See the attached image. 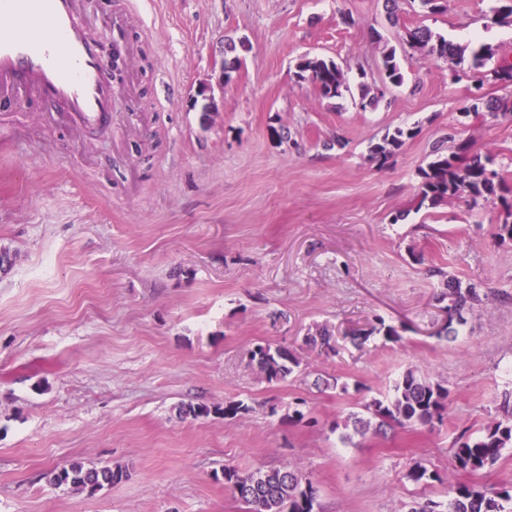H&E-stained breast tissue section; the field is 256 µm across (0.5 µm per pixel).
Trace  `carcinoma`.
Listing matches in <instances>:
<instances>
[{"mask_svg": "<svg viewBox=\"0 0 512 512\" xmlns=\"http://www.w3.org/2000/svg\"><path fill=\"white\" fill-rule=\"evenodd\" d=\"M403 45L437 59L452 60L460 65L465 61L466 48L448 42L421 26L406 32ZM496 54L489 45H481L470 53L469 70L476 81L491 80L504 89L512 88V65H495L485 69L488 61ZM380 70V84L360 86L361 108L377 103L385 96L384 87H399L405 81V73L397 58L396 49L383 51ZM296 77L299 80L311 79L324 98H341L349 91L345 75L333 60L318 56H302L296 63ZM412 132L397 128L386 135L382 142L370 147L373 159L383 162L399 151L405 139ZM432 159L427 168L421 170L418 187L420 203L435 205L467 193L469 205L476 206L498 196L502 180L494 168L495 157L490 152L471 149L467 142L457 145L456 151L449 153L447 148L436 145L431 151ZM502 211L499 215L500 235L512 239V202L501 198ZM441 299L448 300V323L438 332V337L446 340L455 333L452 324L464 322V314L472 311L483 302V295L476 285L462 287L461 282L449 276ZM383 334L388 341L399 338L395 327L379 321L370 329L354 335L351 340L360 345L373 334ZM249 364L257 368L269 383H278L293 373L299 365L294 356L284 348H272L258 343L248 352ZM448 406V389L430 377L408 369L396 383L394 395L386 399H373L365 405L370 417L357 413L350 414L344 427L352 432L342 435L347 442L353 436H366L368 433L384 435L396 426L432 427L440 422ZM512 447V422H495L474 437L456 442L453 459L457 468L467 472L484 470L499 459L502 451ZM129 472L122 466L86 468L80 462L47 473L50 484L61 487L70 485L94 494L114 483L128 478ZM224 483L229 485L237 498L249 506V512H313L315 490L311 483H302L300 471L288 464L282 467L260 469L248 475L239 474L232 466L223 469ZM407 512H512V489L504 487H484L461 483L453 490L448 501L427 499L409 505Z\"/></svg>", "mask_w": 512, "mask_h": 512, "instance_id": "cac0c4a2", "label": "carcinoma"}]
</instances>
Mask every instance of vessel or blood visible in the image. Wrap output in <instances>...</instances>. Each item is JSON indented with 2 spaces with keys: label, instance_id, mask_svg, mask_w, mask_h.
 I'll use <instances>...</instances> for the list:
<instances>
[{
  "label": "vessel or blood",
  "instance_id": "obj_1",
  "mask_svg": "<svg viewBox=\"0 0 512 512\" xmlns=\"http://www.w3.org/2000/svg\"><path fill=\"white\" fill-rule=\"evenodd\" d=\"M87 0H0V107L22 98L60 102L103 122L114 89L107 54L80 21Z\"/></svg>",
  "mask_w": 512,
  "mask_h": 512
}]
</instances>
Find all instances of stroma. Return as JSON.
<instances>
[{"mask_svg": "<svg viewBox=\"0 0 512 512\" xmlns=\"http://www.w3.org/2000/svg\"><path fill=\"white\" fill-rule=\"evenodd\" d=\"M493 0H448L422 17L402 0H89L88 31L111 49L123 12L135 101L108 120L0 112V512H248L222 471L293 463L316 490L314 512H407L451 486H512V448L489 468L457 471L453 444L504 418L512 392V239L500 200L420 204L432 145L490 149L512 200V114L461 68L409 51L406 80L366 108L352 93L378 77L385 47L426 25L448 41L488 44L512 61V25ZM242 65L206 111L199 90L224 59ZM334 60L351 92L327 99L298 80L301 56ZM414 135L386 163L371 145ZM504 198V199H505ZM486 298L457 328L443 274ZM398 340L353 333L377 321ZM332 335L324 352L310 337ZM257 343L299 366L267 383L248 363ZM448 389L433 428L345 443V418L391 394L407 369ZM303 401L311 422H291ZM240 401L248 414L224 415ZM206 415L180 414L185 404ZM80 461L128 467L91 494L50 485ZM438 480L415 483L414 465Z\"/></svg>", "mask_w": 512, "mask_h": 512, "instance_id": "35a3bbf8", "label": "stroma"}]
</instances>
